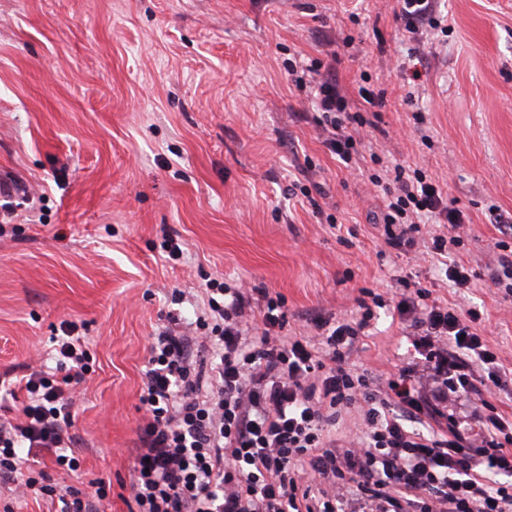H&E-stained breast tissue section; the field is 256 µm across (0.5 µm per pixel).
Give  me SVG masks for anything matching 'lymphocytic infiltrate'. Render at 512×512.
<instances>
[{"mask_svg":"<svg viewBox=\"0 0 512 512\" xmlns=\"http://www.w3.org/2000/svg\"><path fill=\"white\" fill-rule=\"evenodd\" d=\"M316 105L327 148L350 160L358 119L319 64ZM395 184L382 212L384 242L407 254L421 219L447 225L431 251L445 257L461 241V211L419 170L394 165ZM193 326L154 336L143 372L146 422L133 450L131 493L137 512H512V416L484 393L502 384L498 354L476 325L433 300L426 288L401 293L395 309L419 359L385 386L345 369L343 349L372 319L336 324L317 318L308 336L284 335L279 298L252 305V291L221 282L207 289ZM260 333L251 335L249 317ZM67 323L57 341L56 372L35 370L18 383L16 417L0 419V479L13 482L41 454L76 471L72 407L89 372L85 340ZM471 399L469 419L452 409ZM355 408L360 431L337 445L328 428ZM432 425L431 434L420 424ZM56 499L59 512H104L103 481L85 493L33 476L16 484Z\"/></svg>","mask_w":512,"mask_h":512,"instance_id":"obj_1","label":"lymphocytic infiltrate"}]
</instances>
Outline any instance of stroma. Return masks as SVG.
<instances>
[{
	"instance_id": "35a3bbf8",
	"label": "stroma",
	"mask_w": 512,
	"mask_h": 512,
	"mask_svg": "<svg viewBox=\"0 0 512 512\" xmlns=\"http://www.w3.org/2000/svg\"><path fill=\"white\" fill-rule=\"evenodd\" d=\"M399 0H0V375L39 366L63 321L91 371L73 407L80 461L66 484L110 486L134 512L131 456L144 422L148 347L170 316L193 320L208 280L268 289L284 332L314 318L371 327L345 352L379 386L413 361L393 306L401 276L479 331L512 373V292L494 285L512 218V0H435L444 31L408 39ZM331 65L348 112L382 101L347 168L323 142L309 88L289 68ZM421 122H414V115ZM421 169L470 219L452 260L384 243L381 181ZM183 248L168 256L167 238Z\"/></svg>"
}]
</instances>
